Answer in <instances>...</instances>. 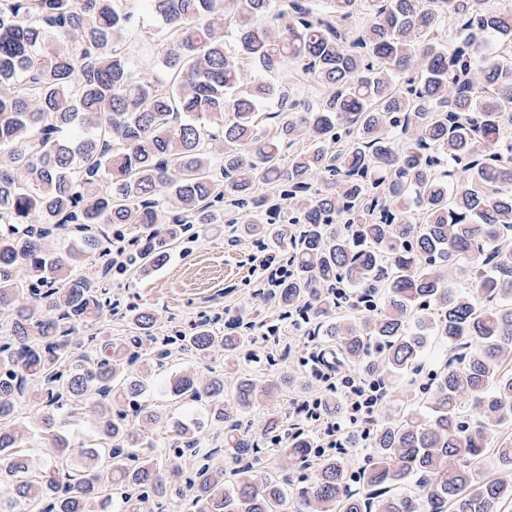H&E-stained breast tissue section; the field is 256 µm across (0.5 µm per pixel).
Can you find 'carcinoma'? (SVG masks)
<instances>
[{
    "mask_svg": "<svg viewBox=\"0 0 512 512\" xmlns=\"http://www.w3.org/2000/svg\"><path fill=\"white\" fill-rule=\"evenodd\" d=\"M126 2L0 0V480L13 487L0 512H163L185 499L191 512H507L512 483L477 465L512 468V11L140 0L163 21L154 79L130 69ZM290 61L322 88L316 101L256 78ZM240 219L288 256L262 306L315 323L338 365L385 382L419 374L431 339L444 348L421 393L373 424L360 491L336 455L295 499L288 478L265 477L242 416L279 393L274 379L243 374L226 400L220 375L172 374L176 402L202 405L224 449L189 423L147 435L160 416L139 402L144 368L171 346L199 364L220 346L232 369L254 338L234 334L241 314L223 336L204 320L161 338L159 314L133 307L132 352L102 326L105 285ZM458 269L466 283L453 287ZM88 407L97 443L76 457L56 416ZM25 421L51 447L40 466L21 451ZM281 427L273 412L264 435L277 443ZM155 443L161 462L142 451ZM313 448L297 431L277 461Z\"/></svg>",
    "mask_w": 512,
    "mask_h": 512,
    "instance_id": "cac0c4a2",
    "label": "carcinoma"
}]
</instances>
